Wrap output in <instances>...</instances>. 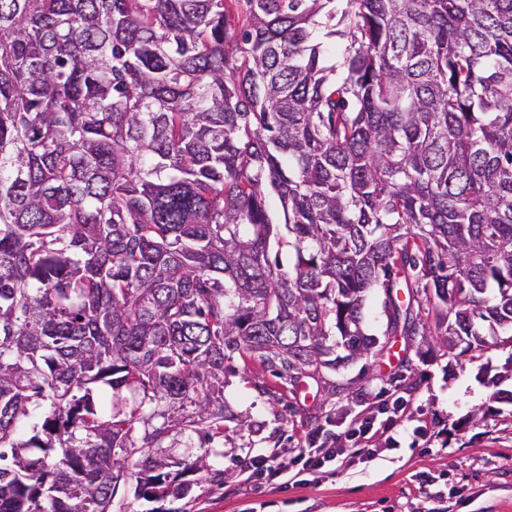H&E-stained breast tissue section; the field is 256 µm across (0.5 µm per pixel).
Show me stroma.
<instances>
[{
  "label": "stroma",
  "mask_w": 512,
  "mask_h": 512,
  "mask_svg": "<svg viewBox=\"0 0 512 512\" xmlns=\"http://www.w3.org/2000/svg\"><path fill=\"white\" fill-rule=\"evenodd\" d=\"M383 300L378 290L366 303V330L378 335L379 354L330 376L348 385V394H328L308 378L292 391L259 365L231 361L224 404L246 425L215 448L188 432L171 449L177 460L204 455L224 470L223 485L204 478L174 501L178 512H417L437 492L444 512H512V403L494 399L491 383L512 346L455 358L437 344L408 345L404 337L384 335ZM399 397L406 412L390 440L351 449L288 485L245 482L234 462L242 448H296L307 436L343 433L366 416L384 421V409Z\"/></svg>",
  "instance_id": "1"
}]
</instances>
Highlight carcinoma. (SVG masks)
I'll return each instance as SVG.
<instances>
[{"mask_svg":"<svg viewBox=\"0 0 512 512\" xmlns=\"http://www.w3.org/2000/svg\"><path fill=\"white\" fill-rule=\"evenodd\" d=\"M377 289L512 343V0H0V512L224 485V362L337 372Z\"/></svg>","mask_w":512,"mask_h":512,"instance_id":"carcinoma-1","label":"carcinoma"}]
</instances>
